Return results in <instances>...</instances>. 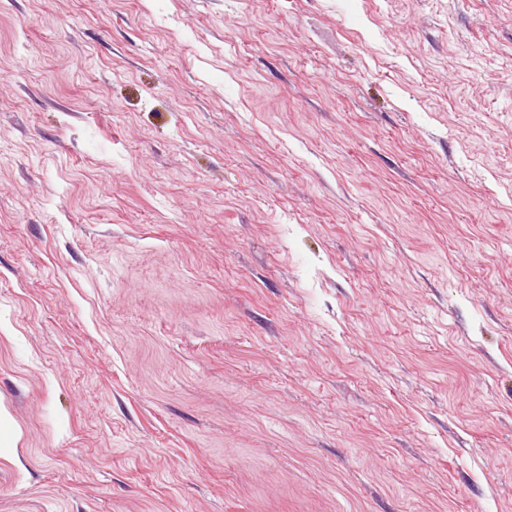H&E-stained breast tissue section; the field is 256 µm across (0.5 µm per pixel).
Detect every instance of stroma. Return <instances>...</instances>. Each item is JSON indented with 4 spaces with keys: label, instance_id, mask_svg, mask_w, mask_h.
<instances>
[{
    "label": "stroma",
    "instance_id": "1",
    "mask_svg": "<svg viewBox=\"0 0 512 512\" xmlns=\"http://www.w3.org/2000/svg\"><path fill=\"white\" fill-rule=\"evenodd\" d=\"M0 512H512V0H0Z\"/></svg>",
    "mask_w": 512,
    "mask_h": 512
}]
</instances>
